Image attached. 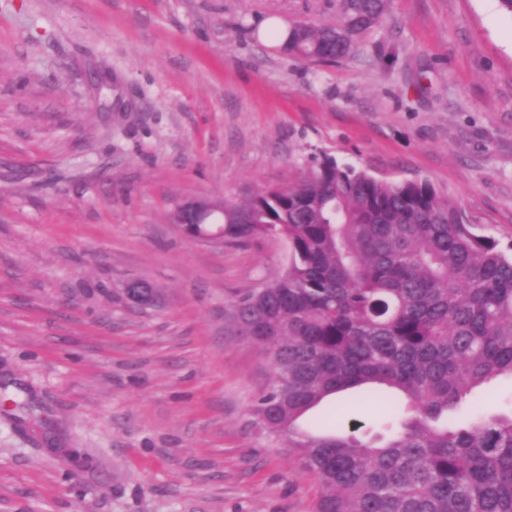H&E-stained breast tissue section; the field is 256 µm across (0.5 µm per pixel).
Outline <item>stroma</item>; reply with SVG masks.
Wrapping results in <instances>:
<instances>
[{"instance_id":"1","label":"stroma","mask_w":512,"mask_h":512,"mask_svg":"<svg viewBox=\"0 0 512 512\" xmlns=\"http://www.w3.org/2000/svg\"><path fill=\"white\" fill-rule=\"evenodd\" d=\"M331 0H0V512H313L323 488L251 407L270 350L233 301L283 244L187 237L174 203L243 201L327 154L427 180L512 245V17L390 0L311 64L261 20ZM158 288L131 306L122 288Z\"/></svg>"}]
</instances>
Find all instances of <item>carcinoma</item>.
<instances>
[{
  "label": "carcinoma",
  "mask_w": 512,
  "mask_h": 512,
  "mask_svg": "<svg viewBox=\"0 0 512 512\" xmlns=\"http://www.w3.org/2000/svg\"><path fill=\"white\" fill-rule=\"evenodd\" d=\"M336 21H294L286 51L348 60L388 0H335ZM239 246L282 242L286 270L232 303L238 332L272 348L255 424L288 437L324 494L316 512H512V404L471 400L512 377V255L427 180L391 182L322 154L299 182L226 201ZM350 393L382 430L317 433L306 415Z\"/></svg>",
  "instance_id": "cac0c4a2"
}]
</instances>
